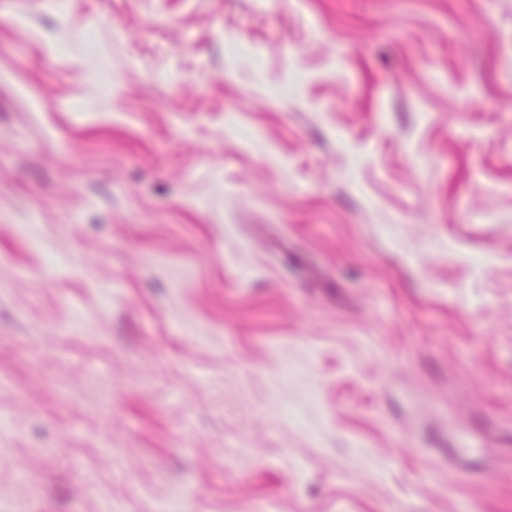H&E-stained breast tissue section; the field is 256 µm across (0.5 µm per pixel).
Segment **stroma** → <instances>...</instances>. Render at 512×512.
Segmentation results:
<instances>
[{"mask_svg":"<svg viewBox=\"0 0 512 512\" xmlns=\"http://www.w3.org/2000/svg\"><path fill=\"white\" fill-rule=\"evenodd\" d=\"M0 512H512V0H0Z\"/></svg>","mask_w":512,"mask_h":512,"instance_id":"obj_1","label":"stroma"}]
</instances>
